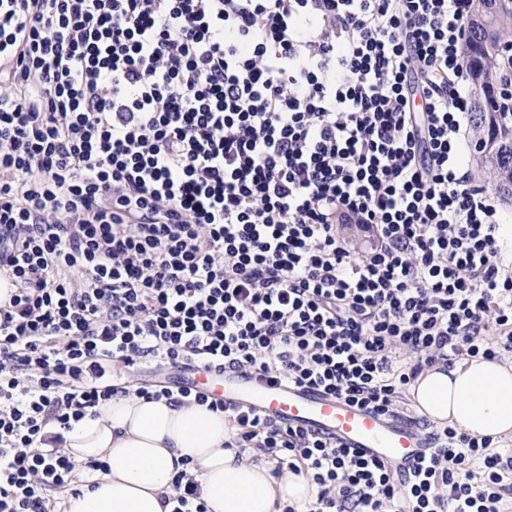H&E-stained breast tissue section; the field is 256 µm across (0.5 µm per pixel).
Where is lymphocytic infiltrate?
<instances>
[{"instance_id":"f902f5d3","label":"lymphocytic infiltrate","mask_w":512,"mask_h":512,"mask_svg":"<svg viewBox=\"0 0 512 512\" xmlns=\"http://www.w3.org/2000/svg\"><path fill=\"white\" fill-rule=\"evenodd\" d=\"M468 0H0V512L126 369L256 370L385 416L512 352L506 216L469 163ZM369 239L355 256L343 228ZM231 447L320 491L281 512H507L512 448L422 416L408 476L184 382Z\"/></svg>"}]
</instances>
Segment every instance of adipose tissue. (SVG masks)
<instances>
[{"label":"adipose tissue","mask_w":512,"mask_h":512,"mask_svg":"<svg viewBox=\"0 0 512 512\" xmlns=\"http://www.w3.org/2000/svg\"><path fill=\"white\" fill-rule=\"evenodd\" d=\"M415 408L431 422L493 440L512 439V359H461L426 369L410 387ZM223 413L195 403L148 401L135 388L101 405L97 416L72 423L60 446L79 464L61 497V512H167L178 474L194 478L208 512H277L303 503L316 485L289 472L273 475L268 452L228 447ZM101 461L105 470L87 469Z\"/></svg>","instance_id":"ef3b65f1"}]
</instances>
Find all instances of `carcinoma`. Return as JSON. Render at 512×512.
<instances>
[{
  "label": "carcinoma",
  "mask_w": 512,
  "mask_h": 512,
  "mask_svg": "<svg viewBox=\"0 0 512 512\" xmlns=\"http://www.w3.org/2000/svg\"><path fill=\"white\" fill-rule=\"evenodd\" d=\"M468 25L463 55L471 84L480 89L474 95L469 122L488 141L496 142L498 150L493 156L480 144L479 160L495 193L503 196L512 193V125L494 110L492 90L496 81L512 77V72L495 67L502 49L512 47V0H469Z\"/></svg>",
  "instance_id": "obj_1"
}]
</instances>
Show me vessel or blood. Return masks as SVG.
I'll return each mask as SVG.
<instances>
[{"mask_svg": "<svg viewBox=\"0 0 512 512\" xmlns=\"http://www.w3.org/2000/svg\"><path fill=\"white\" fill-rule=\"evenodd\" d=\"M193 381L225 403L247 407L281 423L333 437L369 460L403 471L428 446L413 423L386 417L317 389L275 382L255 371L228 370L216 375L199 371Z\"/></svg>", "mask_w": 512, "mask_h": 512, "instance_id": "vessel-or-blood-1", "label": "vessel or blood"}]
</instances>
